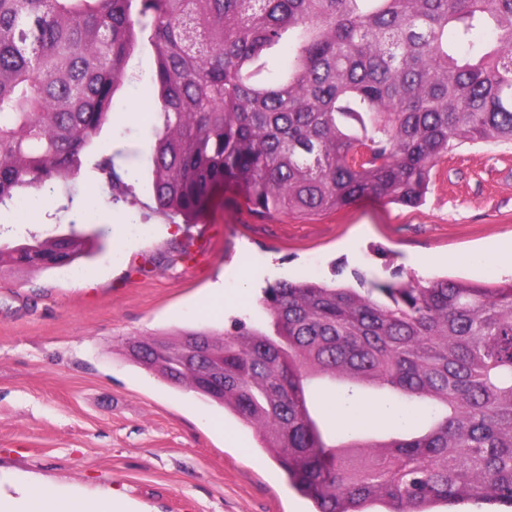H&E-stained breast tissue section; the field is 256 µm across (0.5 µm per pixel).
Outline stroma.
Instances as JSON below:
<instances>
[{
	"mask_svg": "<svg viewBox=\"0 0 512 512\" xmlns=\"http://www.w3.org/2000/svg\"><path fill=\"white\" fill-rule=\"evenodd\" d=\"M154 66L150 42L138 39L112 122L74 184L27 221L0 215L5 244L72 227L93 241L79 268L0 272V502L34 484L82 512L107 495L127 512H312L252 427L130 361L127 340L270 331L261 299L280 280H512L501 258L512 247V144L461 146L415 207L367 197L318 215L261 217L228 188L185 224L157 211L148 185ZM127 149L137 161L121 158ZM109 154L138 172L114 205L97 167ZM219 280L230 299L207 310Z\"/></svg>",
	"mask_w": 512,
	"mask_h": 512,
	"instance_id": "1",
	"label": "stroma"
}]
</instances>
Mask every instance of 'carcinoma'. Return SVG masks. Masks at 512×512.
I'll return each instance as SVG.
<instances>
[{"label":"carcinoma","instance_id":"1","mask_svg":"<svg viewBox=\"0 0 512 512\" xmlns=\"http://www.w3.org/2000/svg\"><path fill=\"white\" fill-rule=\"evenodd\" d=\"M480 25L493 44L472 41ZM139 34L158 87L152 194L185 224L228 185L259 215L414 207L457 148L512 142V0H0V212L75 179ZM98 169L121 200L114 156ZM88 243L73 229L0 244V269L70 266ZM358 281L277 282L271 334L141 337L126 353L255 428L314 512L512 509V280ZM193 341L224 360L220 391ZM316 385L386 390L429 422L326 439Z\"/></svg>","mask_w":512,"mask_h":512}]
</instances>
